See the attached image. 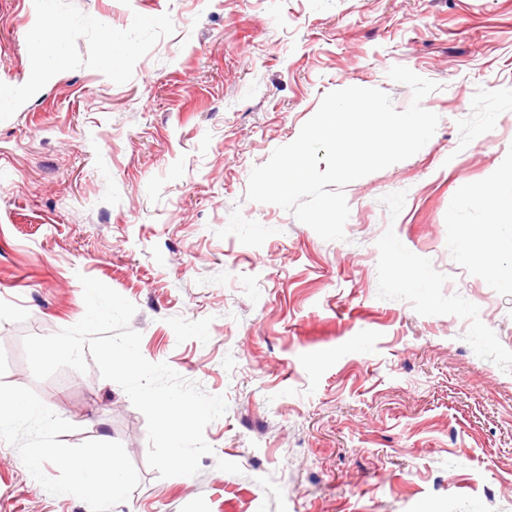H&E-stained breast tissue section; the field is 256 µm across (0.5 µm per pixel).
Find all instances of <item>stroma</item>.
Returning a JSON list of instances; mask_svg holds the SVG:
<instances>
[{
    "label": "stroma",
    "instance_id": "obj_1",
    "mask_svg": "<svg viewBox=\"0 0 512 512\" xmlns=\"http://www.w3.org/2000/svg\"><path fill=\"white\" fill-rule=\"evenodd\" d=\"M48 15L71 24L51 72L29 48ZM395 65L437 83L439 123L344 187V239L247 200L327 93L406 109ZM18 87L0 395L38 411L0 429V512H512V223L484 199L512 178V0H0ZM83 275L136 305L148 361L225 396L197 475L148 466L143 414L96 365L34 379L22 339L80 321ZM93 447L121 454L123 498L65 491L57 450Z\"/></svg>",
    "mask_w": 512,
    "mask_h": 512
}]
</instances>
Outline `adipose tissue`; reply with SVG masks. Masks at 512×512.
<instances>
[{
  "label": "adipose tissue",
  "instance_id": "ef3b65f1",
  "mask_svg": "<svg viewBox=\"0 0 512 512\" xmlns=\"http://www.w3.org/2000/svg\"><path fill=\"white\" fill-rule=\"evenodd\" d=\"M67 27L66 21L54 20L31 33L30 49L45 69L53 70L64 63V33ZM58 457L73 475L72 490L80 492L87 499L102 496L116 498L124 493L128 477L116 452H108L103 457L89 453L81 461L65 451L59 452Z\"/></svg>",
  "mask_w": 512,
  "mask_h": 512
}]
</instances>
